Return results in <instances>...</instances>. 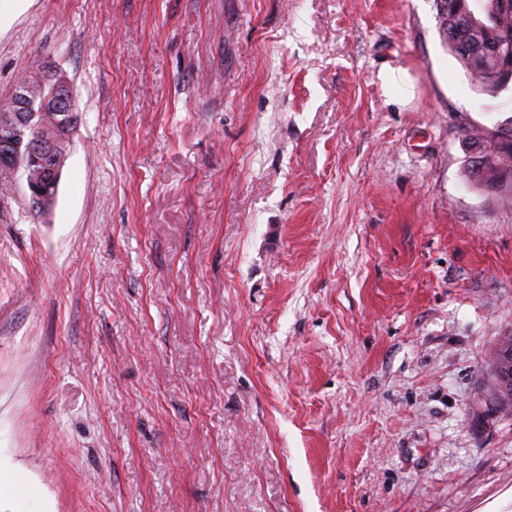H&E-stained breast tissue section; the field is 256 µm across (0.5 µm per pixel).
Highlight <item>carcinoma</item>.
I'll list each match as a JSON object with an SVG mask.
<instances>
[{
    "mask_svg": "<svg viewBox=\"0 0 512 512\" xmlns=\"http://www.w3.org/2000/svg\"><path fill=\"white\" fill-rule=\"evenodd\" d=\"M439 31L448 50L466 69L472 82L483 92H497L500 74L512 66V12H503L499 0H438ZM15 85L23 88L30 98L39 102L52 101L53 76L34 62L32 70L19 75ZM81 121L78 105L69 112H46L40 130L32 132L19 124L11 130L0 128V135L16 142H32L42 137L56 144V157L65 167L71 154L74 137ZM479 152L496 157L495 165L480 172L469 162L467 178L471 184L491 193L504 204L512 203V146H504L503 139L484 137ZM53 166L52 158L43 163L27 165V180L39 187L43 199L55 204L59 179L47 173ZM19 177L0 165V199L11 195ZM484 403L497 411L512 410V335L500 340L490 363L489 380Z\"/></svg>",
    "mask_w": 512,
    "mask_h": 512,
    "instance_id": "cac0c4a2",
    "label": "carcinoma"
}]
</instances>
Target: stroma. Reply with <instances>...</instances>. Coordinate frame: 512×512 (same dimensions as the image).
<instances>
[{
  "label": "stroma",
  "instance_id": "1",
  "mask_svg": "<svg viewBox=\"0 0 512 512\" xmlns=\"http://www.w3.org/2000/svg\"><path fill=\"white\" fill-rule=\"evenodd\" d=\"M36 60L82 117L53 209L0 205V512L512 489V205L465 171L512 86L435 0H0V98ZM484 404L495 411L512 410V335L503 336L490 363Z\"/></svg>",
  "mask_w": 512,
  "mask_h": 512
}]
</instances>
